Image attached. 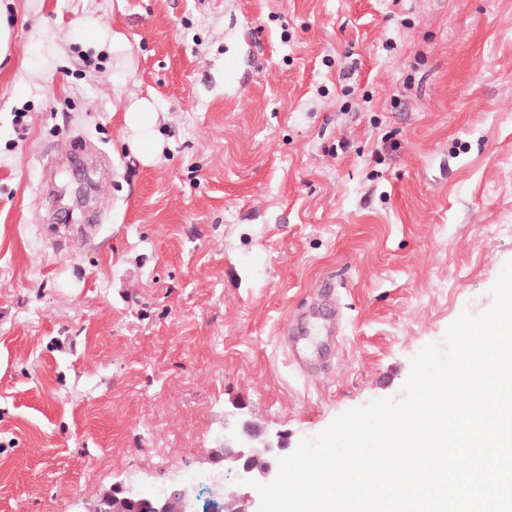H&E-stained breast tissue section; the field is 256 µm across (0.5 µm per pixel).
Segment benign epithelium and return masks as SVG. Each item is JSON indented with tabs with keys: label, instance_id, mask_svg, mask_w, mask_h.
<instances>
[{
	"label": "benign epithelium",
	"instance_id": "1",
	"mask_svg": "<svg viewBox=\"0 0 512 512\" xmlns=\"http://www.w3.org/2000/svg\"><path fill=\"white\" fill-rule=\"evenodd\" d=\"M256 435L249 424L242 427V437L237 446L224 445V462L237 472L238 480H255L269 483L278 474V459L284 451L283 440L264 439L253 444ZM258 494H246L241 500L224 502L222 512H258ZM112 512H190L187 493L172 498L159 493L126 491L112 495Z\"/></svg>",
	"mask_w": 512,
	"mask_h": 512
}]
</instances>
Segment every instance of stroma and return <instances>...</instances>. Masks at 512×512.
I'll list each match as a JSON object with an SVG mask.
<instances>
[{
  "mask_svg": "<svg viewBox=\"0 0 512 512\" xmlns=\"http://www.w3.org/2000/svg\"><path fill=\"white\" fill-rule=\"evenodd\" d=\"M0 15V512H104L119 489L208 512L238 489L218 454L243 423L294 451L399 396L412 356L491 306L512 260V0ZM142 98L147 164L123 143ZM329 323L299 369L288 333ZM157 118L154 104L146 99L135 103L124 113L125 128L130 132L125 142L146 161L156 156L154 126Z\"/></svg>",
  "mask_w": 512,
  "mask_h": 512,
  "instance_id": "obj_1",
  "label": "stroma"
}]
</instances>
